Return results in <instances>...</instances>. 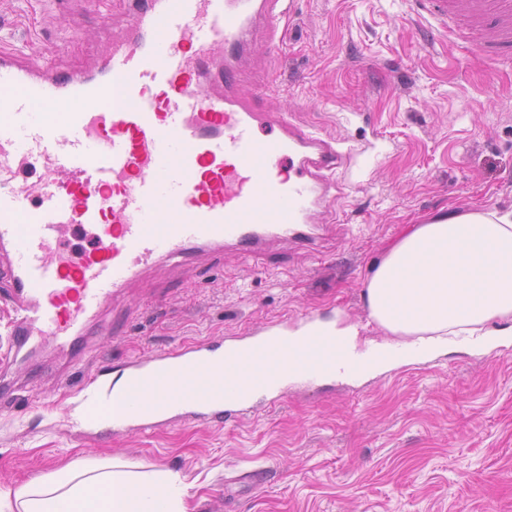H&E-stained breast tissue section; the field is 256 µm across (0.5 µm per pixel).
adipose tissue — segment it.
<instances>
[{
	"instance_id": "ef3b65f1",
	"label": "adipose tissue",
	"mask_w": 512,
	"mask_h": 512,
	"mask_svg": "<svg viewBox=\"0 0 512 512\" xmlns=\"http://www.w3.org/2000/svg\"><path fill=\"white\" fill-rule=\"evenodd\" d=\"M365 302L370 318L396 336L395 362L416 359L404 336L437 352L483 342L487 323L512 320V212L452 210L405 225L371 265ZM187 497L177 474L82 461L0 487V512H189Z\"/></svg>"
}]
</instances>
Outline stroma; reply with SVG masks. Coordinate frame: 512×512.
I'll use <instances>...</instances> for the list:
<instances>
[{
  "mask_svg": "<svg viewBox=\"0 0 512 512\" xmlns=\"http://www.w3.org/2000/svg\"><path fill=\"white\" fill-rule=\"evenodd\" d=\"M127 0H0V48L58 74L103 59ZM270 49L257 30L237 63L260 109L336 138V235L271 239L257 255L202 250L158 262L103 316L112 339L81 356L47 342L0 375V485L120 457L178 473L191 512H512V336L364 379L289 384L277 405L221 426L173 423L106 438L72 429V395L95 369L292 317L358 325L387 341L362 294L401 225L448 208L512 210V67L479 40L451 41L413 0H294ZM265 469L263 484L224 493Z\"/></svg>",
  "mask_w": 512,
  "mask_h": 512,
  "instance_id": "stroma-1",
  "label": "stroma"
}]
</instances>
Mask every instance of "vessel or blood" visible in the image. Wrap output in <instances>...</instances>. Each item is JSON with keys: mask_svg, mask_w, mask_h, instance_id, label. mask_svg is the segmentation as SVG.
<instances>
[{"mask_svg": "<svg viewBox=\"0 0 512 512\" xmlns=\"http://www.w3.org/2000/svg\"><path fill=\"white\" fill-rule=\"evenodd\" d=\"M282 0H130L131 24L105 63L50 74L0 51V301L13 345L74 347L124 288L158 261L265 240L309 239L334 214L335 139L256 111L230 60L265 21L276 37ZM441 33L462 38L494 21L496 61L512 63V0H417ZM222 86L213 93L204 78ZM46 104L43 112L35 104ZM39 162L37 191L20 183ZM81 230L87 247L72 250ZM287 322L215 347L202 341L126 364L120 385L90 374L71 425L109 438L167 422L224 425L289 383L335 375V336L291 338Z\"/></svg>", "mask_w": 512, "mask_h": 512, "instance_id": "b4317fda", "label": "vessel or blood"}]
</instances>
